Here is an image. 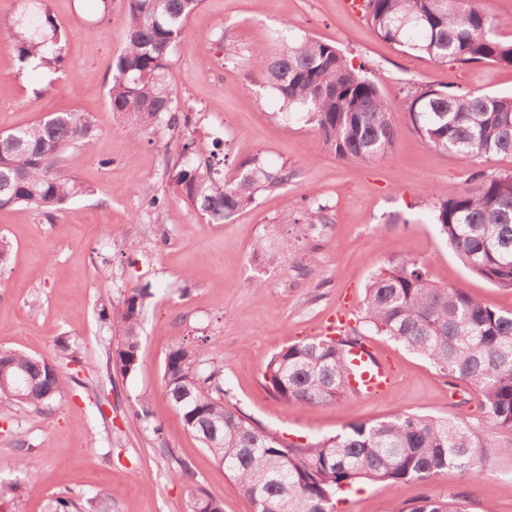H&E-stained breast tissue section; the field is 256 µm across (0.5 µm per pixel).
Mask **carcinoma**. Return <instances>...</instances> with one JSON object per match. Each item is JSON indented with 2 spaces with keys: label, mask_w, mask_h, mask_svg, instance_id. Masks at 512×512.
<instances>
[{
  "label": "carcinoma",
  "mask_w": 512,
  "mask_h": 512,
  "mask_svg": "<svg viewBox=\"0 0 512 512\" xmlns=\"http://www.w3.org/2000/svg\"><path fill=\"white\" fill-rule=\"evenodd\" d=\"M202 0H126L123 49L112 65L108 102L138 139L155 130L182 140L174 176L175 190L210 224H222L250 207L261 191L288 182L284 167L271 168L254 157L241 162L239 175L224 177V141H212L209 155L198 153L167 80L174 46ZM368 25L380 38L433 63H493L512 67V42L498 38L508 21L484 9L480 0H362ZM3 29L17 59L37 57L40 65L65 68L62 40L46 0H33ZM252 68L290 114L319 133L340 160L371 163L388 155L398 134L391 106L380 87L336 46L301 36L275 52H260ZM405 111L417 133L432 147L464 163L512 155V96L448 92L413 84L404 96ZM96 128L79 112L45 115L0 135V209L25 205L38 213L60 210L91 193L73 177L58 174L69 149L92 148ZM143 225L154 232L166 198L147 188ZM434 223L467 267L498 288L512 290V173L475 175L467 189L428 187ZM294 223L326 224L321 206H309ZM292 243L268 233L252 245L255 261L275 251L286 257ZM148 288L120 293L100 316L115 341L113 362L124 375L138 369L142 310ZM365 331L354 339L305 338L283 347L269 360L265 387L295 409L333 402L348 394V349L364 342L365 332L389 337L424 357L444 377L465 381L483 397L486 422L512 432V312H503L461 287L433 281L425 265L404 261L374 275L365 289L361 317ZM207 339L175 338L166 355L163 383L184 426L250 498L253 512H335L340 496L361 484L397 487L427 482L455 469L464 476L501 458L512 459V442L501 444L464 421L398 413L373 422L348 424L335 436L292 441L233 409L221 367L205 356ZM10 373L33 378L36 386L18 393L0 387V410L39 409L65 395L70 382L54 360L0 349ZM188 512H224L223 503L201 488H190ZM92 512H111L112 489L97 491ZM49 512H82L72 497H56ZM400 512H464L457 497L428 495Z\"/></svg>",
  "instance_id": "cac0c4a2"
}]
</instances>
